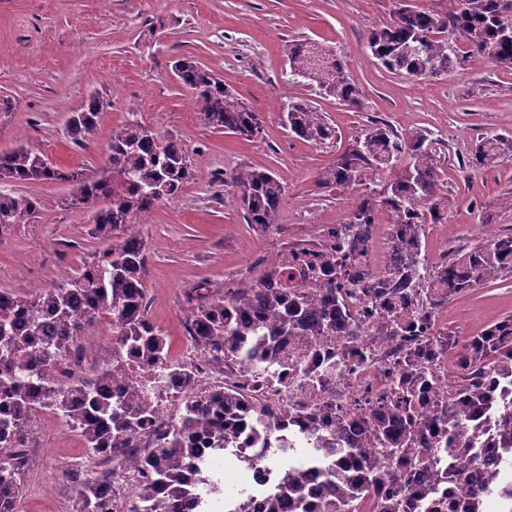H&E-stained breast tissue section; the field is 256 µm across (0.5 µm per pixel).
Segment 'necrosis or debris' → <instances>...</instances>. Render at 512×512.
<instances>
[{
    "label": "necrosis or debris",
    "mask_w": 512,
    "mask_h": 512,
    "mask_svg": "<svg viewBox=\"0 0 512 512\" xmlns=\"http://www.w3.org/2000/svg\"><path fill=\"white\" fill-rule=\"evenodd\" d=\"M397 231V225H388L385 234L370 235L356 248L353 265L343 275L337 292H330L329 276L309 272L299 257L278 264L275 272L258 280L261 288L288 282L291 290L310 295L319 308L336 318L334 330L281 337L271 367L235 364L225 370L196 343L176 354L179 367L174 371L146 363L141 354H124L122 370L109 378L104 388L111 393L132 389L144 393L151 418L131 431V447L112 449L122 463V475L104 480L101 488L111 499L113 512H128L138 495L142 449L156 447L161 435L177 432L179 411L189 400H206L231 386L264 412L256 432L241 433L238 440L248 471L244 489L258 501L271 492L278 478L283 449L311 444L312 413H319L324 422L361 417L403 379L419 391L415 401L419 414L440 410L464 369L438 351L437 333L403 336L394 332V316L416 322L422 317L409 297L390 294L380 285V274L393 257ZM111 365L108 358L91 362L82 346L73 345L63 353L61 367L50 371L37 364L32 372L39 380L64 385L78 375L96 374ZM510 400L512 391L496 385L493 401L466 423L468 433L475 436L470 472L498 469L505 484L512 483V465L498 458L492 447L493 423L501 404ZM282 416L294 420L297 430L278 428ZM406 483V512H462L473 496L467 474L449 478L446 467L438 463L408 468Z\"/></svg>",
    "instance_id": "necrosis-or-debris-1"
}]
</instances>
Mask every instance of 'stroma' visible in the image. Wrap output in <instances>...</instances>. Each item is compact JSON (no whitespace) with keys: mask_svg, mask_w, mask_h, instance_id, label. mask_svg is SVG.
<instances>
[{"mask_svg":"<svg viewBox=\"0 0 512 512\" xmlns=\"http://www.w3.org/2000/svg\"><path fill=\"white\" fill-rule=\"evenodd\" d=\"M398 0H0V152L27 145L51 163L86 175L100 172L112 132L137 120L180 140L190 177L181 193L159 201L135 231L146 245L145 314L180 340L182 321L198 292L224 297L228 284L254 283L306 233V222L348 221L365 189L322 188L320 172L374 121L401 138L439 140L442 211L455 224L422 227L432 259L463 254L491 233H512V159L475 172L471 149L484 135L512 139V65L467 54L461 37L448 74L416 79L386 70L368 47L387 25ZM314 39L330 47L365 97L354 108L319 94L291 76L285 47ZM188 57L220 75L241 101L259 112L264 131L246 139L208 127L191 92L172 71ZM98 97L105 107L94 141L76 147L71 112ZM307 102L323 112L337 139L314 145L290 134L284 107ZM266 168L285 187L275 230L247 223L239 195L225 175ZM38 197L33 223L0 230V292L23 278L49 288L75 274L101 249L90 214L70 205L72 187L60 181L16 184ZM512 315V275L450 299L447 328L472 336ZM111 474L110 458H92L82 437L46 425L22 469L25 512H59L82 465Z\"/></svg>","mask_w":512,"mask_h":512,"instance_id":"1","label":"stroma"}]
</instances>
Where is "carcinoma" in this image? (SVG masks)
<instances>
[{"label":"carcinoma","instance_id":"1","mask_svg":"<svg viewBox=\"0 0 512 512\" xmlns=\"http://www.w3.org/2000/svg\"><path fill=\"white\" fill-rule=\"evenodd\" d=\"M455 34L464 38L473 54L512 62V0H448V12L443 16L403 4L388 25L371 32L369 48L390 71H404L415 78L437 77L447 74L453 65L451 54L455 49L449 44V36ZM306 45L311 47L313 43L294 41L288 45L291 75L302 74L323 93L360 107L363 91L350 81L343 64L330 70L317 69L312 57L301 54ZM174 71L192 92L197 111L208 126L248 138L260 133L261 115L245 106L223 79L186 57L174 62ZM102 109L103 102L93 97L71 113L67 125L75 144L84 146L94 139ZM284 122L296 137L316 145H324L336 136L325 116L307 103L288 105ZM487 155H504L502 137H485L468 158L469 168H485L483 158ZM440 170L441 156L436 147L423 139L405 144L387 125L376 122L353 140L334 165L319 174V183L343 188L386 180L379 193L381 200L368 195L362 198L344 232L366 239L376 223L378 205L389 208L394 223L401 225L397 248L406 259L405 264L385 273L383 285L392 291H418L421 275L414 260L419 251L420 225L437 224L442 219ZM188 177L181 143L137 121L112 131L102 176L96 179L52 165L39 151L27 146L0 153V179L6 182L75 183L70 204L92 211L95 235L106 243L83 264L78 275L44 289L38 301L28 305V324L23 330L11 319L14 294L0 292V365L9 377L6 389L0 392V482L23 464L21 454L9 451V443L35 394L76 426L86 447L96 456L106 452L105 445L112 443V438L124 437L150 417L149 406L140 393L113 396L102 391L101 384L109 376L106 371L68 387L51 382L39 385L23 361L32 354L52 366L76 337L99 323L98 316L104 313L112 315V334L119 346L142 350L152 360H161L170 349L168 336L161 328L154 331L147 326L136 304L144 293L143 276L136 275V270H144L146 253L134 226L161 201L151 193L153 187H163L165 197H172L181 192ZM230 182L239 193L248 223L267 227L278 222L285 187L273 172L239 170L231 174ZM42 209L37 197L0 191V226L31 224ZM120 229L125 232L124 239L119 244L111 243L112 232ZM504 273L512 274V234L455 255L441 278L451 299ZM233 304V313L222 301L194 308L201 327L199 335L217 354L243 352L249 360L267 359L279 337L287 332L317 333L335 326L306 295L288 290L286 282L261 292L243 288ZM438 349L453 351L470 362V372L461 378L459 392L448 400L444 412L423 419L410 416L407 405L414 398L413 390L404 382L399 384L370 417L359 420L362 430L358 440L348 439L347 428L352 422L344 418L321 429L313 447L299 454L304 465L284 464L261 512H353L372 491L384 486L389 491L382 512H402L397 494L403 490L404 470L398 466L382 472L375 463L377 455L396 462L405 456L404 449L417 444L425 449L443 448L454 458L466 454L468 442L450 447L449 428L463 424L490 402L491 374L512 379V331L506 325L490 327L463 343L448 334L438 341ZM74 397L87 404L94 413L92 420L83 421L70 414ZM241 404L242 397L233 390L207 402H189L178 434L161 441L160 447L150 449L143 458L144 483L129 512H190L194 508L205 512L206 501L219 496L227 499L225 512H256L249 494L226 493L210 478L202 449L195 446V438L201 435L213 437L222 447L237 438ZM396 411L404 416V422L398 432L390 434L379 427L380 417ZM496 429L502 452L511 455V408L499 413ZM308 465L328 475H340L341 467L354 471V476L346 480L343 505L336 504L330 492L322 499L308 493ZM498 490L495 473L478 474L477 496ZM74 493L78 496L76 512H112L111 501L100 494L99 483L87 482ZM202 493L208 495V500L198 498Z\"/></svg>","mask_w":512,"mask_h":512}]
</instances>
